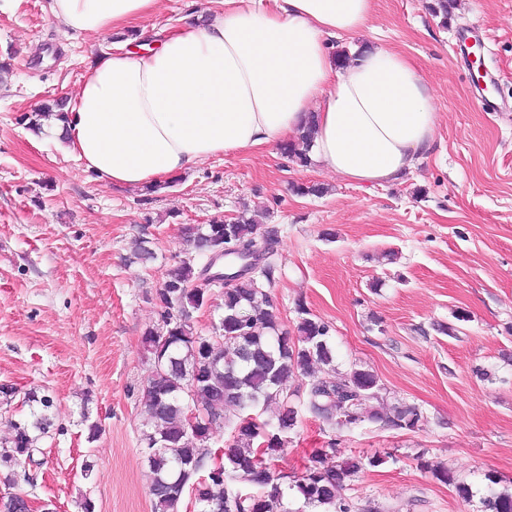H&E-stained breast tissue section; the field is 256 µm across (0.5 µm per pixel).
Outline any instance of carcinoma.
<instances>
[{"mask_svg": "<svg viewBox=\"0 0 512 512\" xmlns=\"http://www.w3.org/2000/svg\"><path fill=\"white\" fill-rule=\"evenodd\" d=\"M68 98L46 100L28 116V126L43 131L44 121L68 120ZM314 119H309L297 139L283 153L302 166L309 161L314 142ZM217 221L186 224L182 234L188 256L165 272L171 288L155 297L160 323L147 329L142 345L154 361L163 349L166 362L150 373L139 389L147 415L141 432L142 453L149 467L152 512H180L186 495L194 497L197 512H380L346 495L353 482L371 468L386 463L378 455H351L335 465L336 443L315 448L306 457L301 475H286L279 461L291 435L305 413L336 429H351L365 421L385 422L394 430L415 431L424 414L419 406L395 401L368 412L365 406L383 401V387L371 371L357 365L342 372L336 368L332 327L297 304L293 331L284 329L280 312L262 283L272 284L277 266L272 261L280 228L265 224L260 215L244 209L217 233ZM264 236L260 266L254 273L232 276L233 284L206 290L197 287L206 260L224 247L248 249ZM155 259L147 240L132 241L128 260ZM222 298L220 333L204 335L194 327L205 298ZM306 383L305 392L288 390V380ZM27 402L41 406V414L10 421L11 436L0 441V468L12 481L14 467L41 452L39 440L54 426L48 414L53 399L27 393ZM220 421L228 431V444L216 445L207 426L191 427L187 415ZM421 472L452 485L458 497L471 502V486L455 479L447 466L417 455ZM481 512H512V491L499 490L498 476L485 475ZM299 502L296 508L291 507Z\"/></svg>", "mask_w": 512, "mask_h": 512, "instance_id": "carcinoma-1", "label": "carcinoma"}]
</instances>
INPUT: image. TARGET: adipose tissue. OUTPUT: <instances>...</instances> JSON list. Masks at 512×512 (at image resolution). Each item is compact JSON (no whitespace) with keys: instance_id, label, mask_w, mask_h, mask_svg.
Here are the masks:
<instances>
[{"instance_id":"adipose-tissue-1","label":"adipose tissue","mask_w":512,"mask_h":512,"mask_svg":"<svg viewBox=\"0 0 512 512\" xmlns=\"http://www.w3.org/2000/svg\"><path fill=\"white\" fill-rule=\"evenodd\" d=\"M159 0H50L67 31L103 35ZM374 0H215L153 47L94 56L50 139L104 185L137 188L219 155L291 142L315 117V154L343 179L383 186L413 169L437 124L412 63L383 46L337 67L330 42L366 26Z\"/></svg>"}]
</instances>
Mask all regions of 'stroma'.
Segmentation results:
<instances>
[{
  "mask_svg": "<svg viewBox=\"0 0 512 512\" xmlns=\"http://www.w3.org/2000/svg\"><path fill=\"white\" fill-rule=\"evenodd\" d=\"M48 2L0 0V60L12 64L0 84V384L18 392L0 404V437L30 414L22 396L32 390L53 396L60 428L11 492L55 512H83L87 501L94 512H151L137 389L149 374L142 336L160 320L154 296L185 255L183 225L245 207L281 231L270 293L285 327L304 304L331 324L339 370L373 371L390 397L426 416L413 432L369 421L335 431L303 416L281 469L300 475L312 449L332 442L345 455L392 454L354 485L382 512H480L489 473L512 488V0H455L444 19L425 0H375L367 27L336 41L339 53L381 44L404 54L430 89L434 140L401 181L358 185L264 148L210 158L150 196L93 181L23 123L45 99L73 96L93 56L112 46L108 35L62 36ZM206 4L161 0L133 29L153 43ZM467 29L481 35L475 52L502 111L474 100V69L454 51ZM312 183L324 194L292 190ZM140 235L156 260L128 262ZM421 451L474 500L424 477Z\"/></svg>",
  "mask_w": 512,
  "mask_h": 512,
  "instance_id": "stroma-1",
  "label": "stroma"
}]
</instances>
